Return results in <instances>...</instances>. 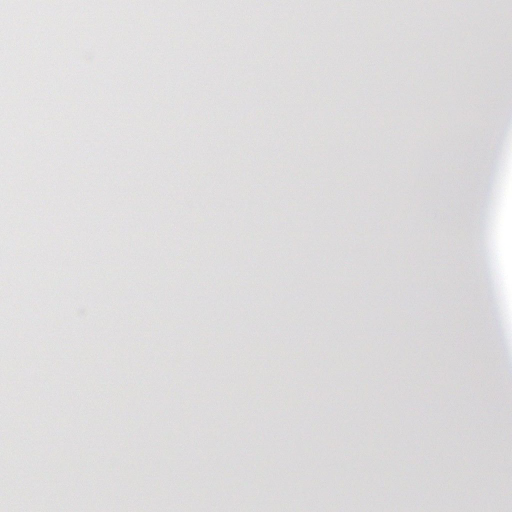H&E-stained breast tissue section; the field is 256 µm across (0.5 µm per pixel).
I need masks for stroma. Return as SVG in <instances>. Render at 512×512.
Segmentation results:
<instances>
[{
  "mask_svg": "<svg viewBox=\"0 0 512 512\" xmlns=\"http://www.w3.org/2000/svg\"><path fill=\"white\" fill-rule=\"evenodd\" d=\"M247 9L261 21L242 42ZM447 13L440 0L402 55L354 0H288L284 18L211 0L222 40L176 10L174 38L147 23L120 67L116 30L56 28L38 113L0 77V132L35 173L0 223V359L16 362L0 512H34L36 493L57 512H343L366 494L383 512H512V389L488 335L512 329V267L485 305L453 248L480 147L435 131L512 104V31L462 21L449 38ZM283 19L288 39L268 42ZM377 55L396 76L383 87ZM487 65L503 78L470 99ZM177 71L198 93L171 95ZM33 137L53 149L29 154ZM146 250L161 276L134 274ZM77 297L96 307L81 327ZM64 455L75 465L52 471Z\"/></svg>",
  "mask_w": 512,
  "mask_h": 512,
  "instance_id": "stroma-1",
  "label": "stroma"
}]
</instances>
